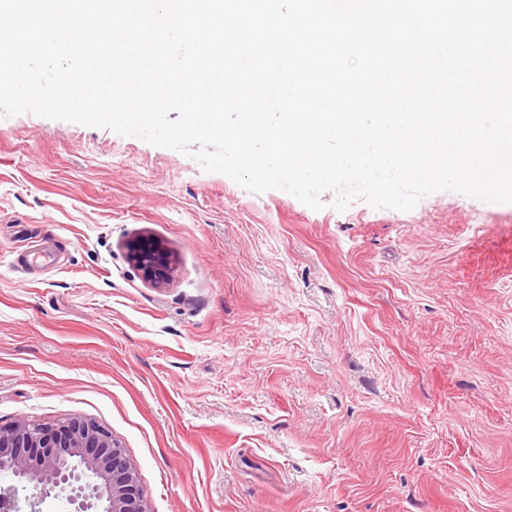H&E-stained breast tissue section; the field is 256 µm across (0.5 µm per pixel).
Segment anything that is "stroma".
<instances>
[{"label":"stroma","mask_w":512,"mask_h":512,"mask_svg":"<svg viewBox=\"0 0 512 512\" xmlns=\"http://www.w3.org/2000/svg\"><path fill=\"white\" fill-rule=\"evenodd\" d=\"M335 197L0 118V426L96 421L149 512H512V205ZM129 257L146 282L158 285L170 281L174 271L173 260L160 246L149 241L137 242L130 246Z\"/></svg>","instance_id":"35a3bbf8"}]
</instances>
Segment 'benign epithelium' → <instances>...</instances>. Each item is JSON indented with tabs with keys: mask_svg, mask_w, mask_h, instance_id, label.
Here are the masks:
<instances>
[{
	"mask_svg": "<svg viewBox=\"0 0 512 512\" xmlns=\"http://www.w3.org/2000/svg\"><path fill=\"white\" fill-rule=\"evenodd\" d=\"M130 260L146 282L170 281L174 264L160 246L140 241ZM70 512H148L135 465L95 421L69 417L0 426V512H42L51 495Z\"/></svg>",
	"mask_w": 512,
	"mask_h": 512,
	"instance_id": "benign-epithelium-1",
	"label": "benign epithelium"
}]
</instances>
